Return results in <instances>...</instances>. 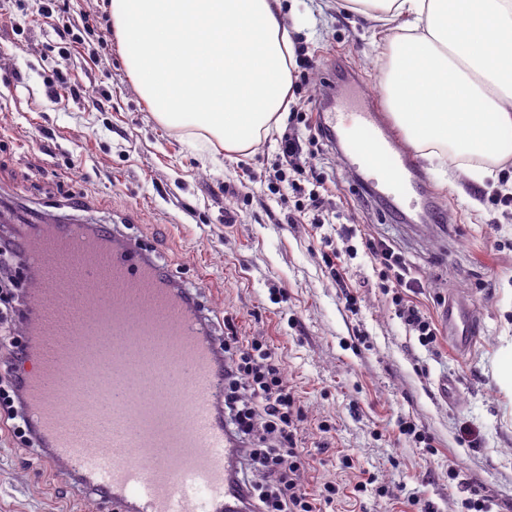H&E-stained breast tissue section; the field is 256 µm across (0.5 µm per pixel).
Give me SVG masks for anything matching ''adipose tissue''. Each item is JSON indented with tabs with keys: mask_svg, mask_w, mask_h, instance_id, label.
Returning a JSON list of instances; mask_svg holds the SVG:
<instances>
[{
	"mask_svg": "<svg viewBox=\"0 0 512 512\" xmlns=\"http://www.w3.org/2000/svg\"><path fill=\"white\" fill-rule=\"evenodd\" d=\"M388 27L386 104L411 147L481 182L512 159V0H343ZM127 72L156 117L243 153L288 108L279 0H112Z\"/></svg>",
	"mask_w": 512,
	"mask_h": 512,
	"instance_id": "obj_1",
	"label": "adipose tissue"
}]
</instances>
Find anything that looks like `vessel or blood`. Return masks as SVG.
Segmentation results:
<instances>
[{"mask_svg":"<svg viewBox=\"0 0 512 512\" xmlns=\"http://www.w3.org/2000/svg\"><path fill=\"white\" fill-rule=\"evenodd\" d=\"M346 133L351 157L382 174L392 197L413 164L381 112L320 115ZM34 271L27 328L37 344L21 395L48 452L85 488L126 512H220L237 488L231 442L217 419L219 355L200 304L162 277L136 243L84 224L53 227L24 252ZM461 351L480 319L452 296L444 311Z\"/></svg>","mask_w":512,"mask_h":512,"instance_id":"1","label":"vessel or blood"}]
</instances>
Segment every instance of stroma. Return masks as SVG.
Masks as SVG:
<instances>
[{
  "label": "stroma",
  "mask_w": 512,
  "mask_h": 512,
  "mask_svg": "<svg viewBox=\"0 0 512 512\" xmlns=\"http://www.w3.org/2000/svg\"><path fill=\"white\" fill-rule=\"evenodd\" d=\"M110 2L55 0L47 19L38 0H0V195L26 220L47 212L59 224L73 215L67 199H82L85 223L113 226L175 279L201 284L216 343L228 318L242 338L264 337L304 417L305 482L340 490L321 512H417L421 502L468 512L474 489L491 512H512V394L495 371L512 341V205L456 173L452 158L418 155L424 190L379 198L362 189L354 161L328 149L301 155L330 189L322 211L288 223L297 197L270 187L283 135L303 140L307 131L285 117L248 153L234 154L206 133L164 125L128 76L120 47L98 44L112 24ZM282 5L309 61L290 103L315 109L331 90L336 111L369 102L385 109V36L373 22L347 14L339 0ZM70 22L89 26L81 43L54 34ZM62 67L80 94L58 102L46 81ZM431 207L445 213L444 224L424 222ZM366 237L401 253L422 284L412 301L435 325L448 295L475 305L483 321L476 349L458 351L444 332L435 348L419 343L378 288ZM331 251L341 255L335 274L324 262ZM402 419L425 431L431 447L400 435ZM366 475L373 484L353 494ZM0 512L122 508L78 490L69 473L45 468L0 433Z\"/></svg>",
  "instance_id": "1"
}]
</instances>
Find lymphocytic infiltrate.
Masks as SVG:
<instances>
[{
    "mask_svg": "<svg viewBox=\"0 0 512 512\" xmlns=\"http://www.w3.org/2000/svg\"><path fill=\"white\" fill-rule=\"evenodd\" d=\"M364 246L378 259V286L390 294L405 325L416 332L422 346H436L438 334L432 319L407 301L408 291L418 283L408 276L405 261L385 241L370 238ZM2 324L8 325L9 332L0 336V423L23 447L34 448L38 441L20 394L24 365L34 349L33 337L20 334L9 314L0 312ZM221 371L224 412L233 419L239 442L231 454L250 462L262 477L258 483L239 482L241 512H317L318 503H332L338 493L336 486H324L315 494L302 479L297 446L301 410L274 348L263 340L242 339L233 321L225 320Z\"/></svg>",
    "mask_w": 512,
    "mask_h": 512,
    "instance_id": "1",
    "label": "lymphocytic infiltrate"
}]
</instances>
